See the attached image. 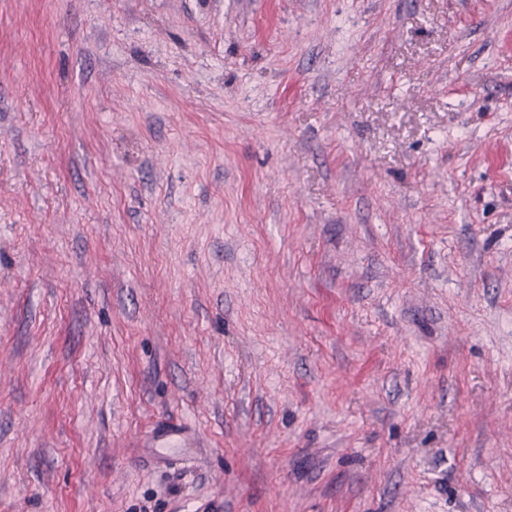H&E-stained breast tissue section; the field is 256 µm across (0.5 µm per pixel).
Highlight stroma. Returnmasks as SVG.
Segmentation results:
<instances>
[{
    "mask_svg": "<svg viewBox=\"0 0 512 512\" xmlns=\"http://www.w3.org/2000/svg\"><path fill=\"white\" fill-rule=\"evenodd\" d=\"M0 512H512V0H0Z\"/></svg>",
    "mask_w": 512,
    "mask_h": 512,
    "instance_id": "1",
    "label": "stroma"
}]
</instances>
